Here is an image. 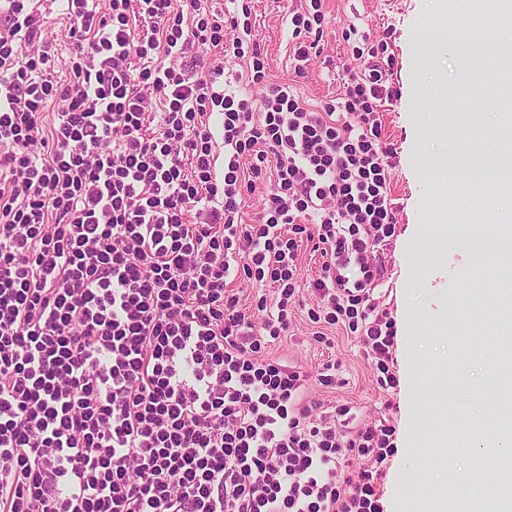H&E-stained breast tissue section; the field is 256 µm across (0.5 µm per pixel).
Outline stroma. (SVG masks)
I'll list each match as a JSON object with an SVG mask.
<instances>
[{"instance_id":"35a3bbf8","label":"stroma","mask_w":512,"mask_h":512,"mask_svg":"<svg viewBox=\"0 0 512 512\" xmlns=\"http://www.w3.org/2000/svg\"><path fill=\"white\" fill-rule=\"evenodd\" d=\"M246 3L251 35L265 55V83L293 86L312 105L336 99L345 70L356 64L343 37L354 28L371 39H387L393 80L401 91L383 118V133L399 152L390 181L398 223L385 283L397 328V390L387 394L378 388L361 344L342 325L308 319L307 310L316 303L310 283L323 262L308 241L298 251L300 305L287 335L266 353L301 364L312 375L327 361H338L342 386L311 383L310 397L394 425L396 450L384 462L378 483L383 512H460L469 496L474 499L470 512H482L494 476L457 489L452 482L460 470L473 467L476 455L497 456L487 426L491 396L483 384L501 373L492 356L503 350V320L512 315V306L478 299L476 276L493 277L504 297L512 294V278L502 276L494 261V239H485L476 253L426 239L425 233L456 220L450 174L465 171L486 151L512 147V129L495 119L512 108V96L490 80L493 52L479 50L463 60L456 47H435L428 35L445 21L466 24L479 10L491 31L502 35L512 34V21L485 9L483 0H321V53L299 79L292 64L291 18L306 12L309 0ZM442 490L447 500L438 499Z\"/></svg>"}]
</instances>
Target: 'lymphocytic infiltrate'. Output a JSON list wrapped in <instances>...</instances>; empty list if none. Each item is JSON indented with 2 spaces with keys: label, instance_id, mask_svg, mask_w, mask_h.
Returning <instances> with one entry per match:
<instances>
[{
  "label": "lymphocytic infiltrate",
  "instance_id": "lymphocytic-infiltrate-1",
  "mask_svg": "<svg viewBox=\"0 0 512 512\" xmlns=\"http://www.w3.org/2000/svg\"><path fill=\"white\" fill-rule=\"evenodd\" d=\"M239 28L210 0H0V512H382L394 426L326 411L302 367L260 352L290 327L302 234L324 257L310 321L399 384L388 44L362 36L361 69L315 107L253 94L261 47ZM228 29L237 91L198 51ZM270 166L258 223H239ZM233 281L277 288L262 325Z\"/></svg>",
  "mask_w": 512,
  "mask_h": 512
}]
</instances>
